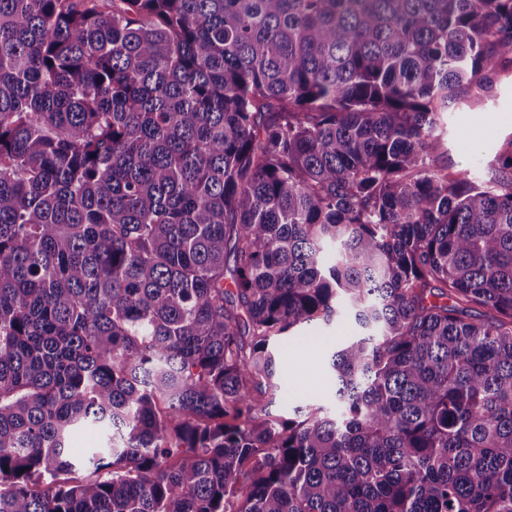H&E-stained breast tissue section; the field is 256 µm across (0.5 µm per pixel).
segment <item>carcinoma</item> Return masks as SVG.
Here are the masks:
<instances>
[{"label": "carcinoma", "mask_w": 512, "mask_h": 512, "mask_svg": "<svg viewBox=\"0 0 512 512\" xmlns=\"http://www.w3.org/2000/svg\"><path fill=\"white\" fill-rule=\"evenodd\" d=\"M505 71L512 0H0V512H512ZM448 153L442 161L450 171H469L477 178L491 175L489 162L512 138V81L502 76L494 99L466 97L442 119ZM335 346L325 340H308L288 347L282 365L288 375V408L313 401L331 407L326 369ZM100 446V436L93 428H87L76 433L69 444L71 454L75 457H81L86 448H99Z\"/></svg>", "instance_id": "carcinoma-1"}]
</instances>
